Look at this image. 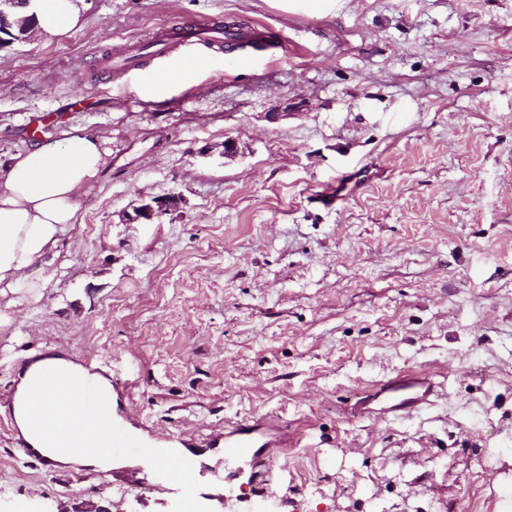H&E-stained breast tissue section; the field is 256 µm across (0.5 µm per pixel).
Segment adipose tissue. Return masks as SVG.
Masks as SVG:
<instances>
[{"mask_svg": "<svg viewBox=\"0 0 512 512\" xmlns=\"http://www.w3.org/2000/svg\"><path fill=\"white\" fill-rule=\"evenodd\" d=\"M44 39L82 23L80 0H29ZM110 150L86 129L68 143L44 142L13 156L0 175V286L39 277L40 260L77 216L107 164Z\"/></svg>", "mask_w": 512, "mask_h": 512, "instance_id": "obj_1", "label": "adipose tissue"}]
</instances>
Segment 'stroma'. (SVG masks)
Instances as JSON below:
<instances>
[{
    "mask_svg": "<svg viewBox=\"0 0 512 512\" xmlns=\"http://www.w3.org/2000/svg\"><path fill=\"white\" fill-rule=\"evenodd\" d=\"M81 7L0 50V173L87 127L111 151L43 280L0 290V397L49 353L125 385L151 443L283 427L285 512H512V0ZM208 18L268 46L120 86L90 60ZM108 472L23 462L0 423V512H173ZM182 202L179 194H167L152 199L150 203L142 204L134 209V215H127L128 221H141L150 223L163 214H167L178 208Z\"/></svg>",
    "mask_w": 512,
    "mask_h": 512,
    "instance_id": "stroma-1",
    "label": "stroma"
}]
</instances>
